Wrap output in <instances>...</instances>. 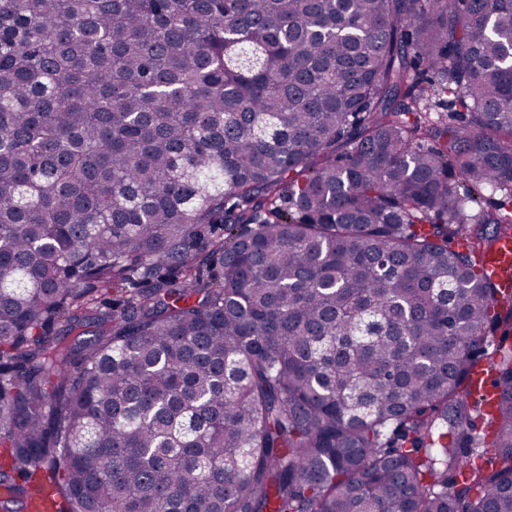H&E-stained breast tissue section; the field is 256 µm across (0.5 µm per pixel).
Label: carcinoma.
Wrapping results in <instances>:
<instances>
[{"instance_id": "obj_1", "label": "carcinoma", "mask_w": 512, "mask_h": 512, "mask_svg": "<svg viewBox=\"0 0 512 512\" xmlns=\"http://www.w3.org/2000/svg\"><path fill=\"white\" fill-rule=\"evenodd\" d=\"M511 46L512 0H0V512H512ZM483 268L492 279L512 276V237L504 236L495 242L484 257ZM55 492L51 487L34 488L28 494L27 506L24 512H55L51 506V499Z\"/></svg>"}]
</instances>
